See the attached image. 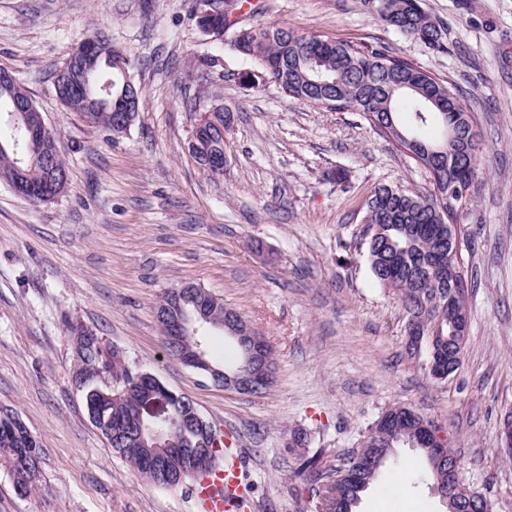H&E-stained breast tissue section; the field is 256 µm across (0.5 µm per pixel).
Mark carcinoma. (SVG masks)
I'll return each instance as SVG.
<instances>
[{"label": "carcinoma", "instance_id": "obj_1", "mask_svg": "<svg viewBox=\"0 0 512 512\" xmlns=\"http://www.w3.org/2000/svg\"><path fill=\"white\" fill-rule=\"evenodd\" d=\"M425 0H364V5L393 30L414 37L434 49H442V33L424 8ZM228 49L255 65L263 81L276 86L290 98L312 103L329 110L355 109L368 116L378 130L384 122H393L403 135L418 142V154L426 158L422 146L427 144L423 132L429 125L458 123L457 143L450 147L446 163L431 171L433 190L427 195L408 189L381 186L367 202L366 223L383 225L384 234L367 242V261L376 282L392 291L405 312L406 320L417 323L433 336L420 337L417 355L443 365L453 364L460 370L464 344L448 336V258L441 257L448 245L433 235V226L445 220L453 224L457 212L448 210V184L453 170L462 168L468 177L477 174L480 132L472 115L464 110L458 94L444 82L413 62L401 58L382 43L359 45L336 42L319 36H305L285 26L239 27L229 41L218 40ZM320 65L336 73L333 85H313L302 73L311 65ZM55 86L76 84L78 92L60 95L68 112L112 134L115 111L125 93V77L112 67L111 57L101 55L91 66L72 73L62 66L55 71ZM25 92L23 87L0 89V171L20 165L25 181L37 191V203H51L61 197L66 187L57 174L67 170L62 157L56 167L48 168L42 159L43 143L32 134V120H16L14 101ZM109 370L112 384L120 397L107 388L86 387L85 405L91 421L104 420L111 432H102L112 451L134 467L148 483L163 489L185 484L183 479L166 480L158 474L156 464L165 458L169 474L182 469L181 449L190 435L181 422L180 404L171 414L158 419L151 431L167 441L164 448H144L134 441L122 442L118 432L130 426L135 405L158 392L148 372L128 364L115 348L93 345L78 359L75 377L87 379L100 368ZM404 418L387 423L375 419L358 445L338 463L320 455L306 457L296 449L304 446L303 430L291 432L288 451L298 462L296 471L308 473L318 484L321 512H354L361 494L372 485L390 461L396 448L416 447L423 452L432 488L438 495L452 483L448 466L455 459L441 460L430 444L422 441L414 420ZM43 448L28 428L13 415L0 416V464L13 467L15 459H25L32 468L41 464Z\"/></svg>", "mask_w": 512, "mask_h": 512}]
</instances>
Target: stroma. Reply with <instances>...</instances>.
<instances>
[{
  "mask_svg": "<svg viewBox=\"0 0 512 512\" xmlns=\"http://www.w3.org/2000/svg\"><path fill=\"white\" fill-rule=\"evenodd\" d=\"M251 26L380 42L455 85L482 136L472 201L457 223L472 284L464 365L432 379L405 352V314L373 279L365 203L376 188L431 189L429 172L352 110L288 98L197 26L194 0H0V67L25 87L69 170L66 193L34 204L0 183V409L43 450L35 489L0 466V512H202L188 487L150 485L114 454L72 382L71 323L192 399L242 465L247 512H317L286 442L335 458L386 408L441 425L459 476L512 512V0H426L445 51L387 27L363 0H254ZM103 31L143 88L126 134L65 111L53 73ZM234 115L223 175L188 151L200 113ZM196 284L245 317L274 351L276 382L241 395L169 356L164 291ZM419 449L403 446L356 512H446Z\"/></svg>",
  "mask_w": 512,
  "mask_h": 512,
  "instance_id": "1",
  "label": "stroma"
}]
</instances>
